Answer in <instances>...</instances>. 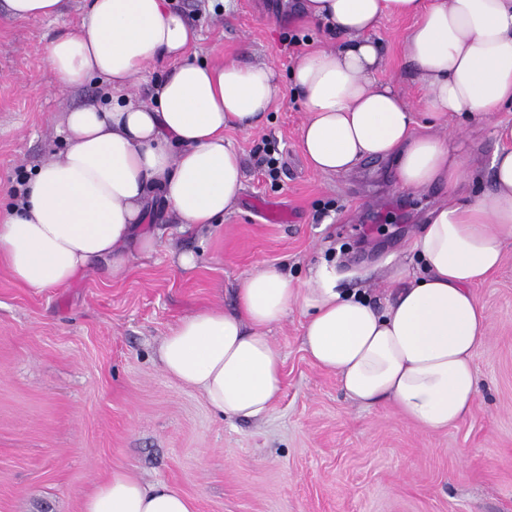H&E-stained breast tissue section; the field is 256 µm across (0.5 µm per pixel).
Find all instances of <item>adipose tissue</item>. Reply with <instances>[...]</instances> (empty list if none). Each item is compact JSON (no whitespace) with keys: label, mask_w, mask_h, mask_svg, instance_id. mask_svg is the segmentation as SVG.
Masks as SVG:
<instances>
[{"label":"adipose tissue","mask_w":512,"mask_h":512,"mask_svg":"<svg viewBox=\"0 0 512 512\" xmlns=\"http://www.w3.org/2000/svg\"><path fill=\"white\" fill-rule=\"evenodd\" d=\"M299 15L344 38L292 69L307 114L300 146L312 167L346 174L363 159L390 158L405 188L462 182L457 140L415 132L412 107L376 77L383 58L369 33L386 16L416 18L405 46L429 117L488 115L512 103V0H302ZM196 39L169 0H91L79 30L50 42L46 63L61 88L99 77L110 103L64 113V154L44 162L0 215V261L16 282L61 288L99 262L121 276L134 254L158 246L143 229L154 199L184 231L234 208L242 163L224 132L253 130L283 89L268 63L195 61ZM158 61L169 73L141 100L137 90ZM497 137L491 189L470 202L449 197L432 211L414 242L425 273L396 268L384 309L324 279L297 285L280 267L264 266L241 282L234 309L190 314L164 337L165 373L226 417L264 416L283 384L266 331L297 307L308 356L336 373L352 401L392 402L429 431L464 420L478 394L473 357L488 328L472 288L512 241V126H499ZM82 512L195 507L178 488L146 486L117 468L85 495Z\"/></svg>","instance_id":"adipose-tissue-1"}]
</instances>
